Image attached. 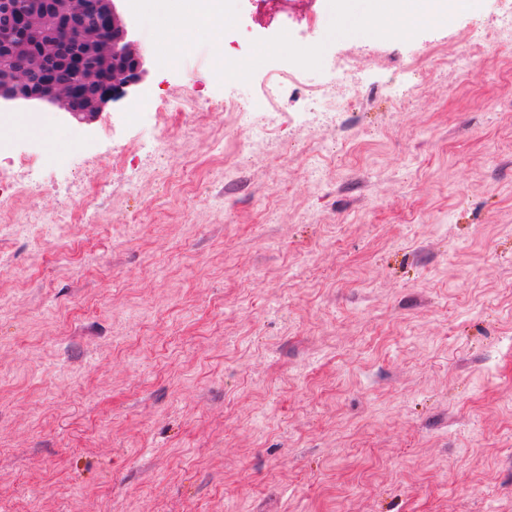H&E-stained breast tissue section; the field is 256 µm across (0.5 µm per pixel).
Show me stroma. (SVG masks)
I'll use <instances>...</instances> for the list:
<instances>
[{
    "instance_id": "stroma-1",
    "label": "stroma",
    "mask_w": 512,
    "mask_h": 512,
    "mask_svg": "<svg viewBox=\"0 0 512 512\" xmlns=\"http://www.w3.org/2000/svg\"><path fill=\"white\" fill-rule=\"evenodd\" d=\"M237 8L238 58L283 31L326 49L234 175L210 145L269 64L223 82L202 44L162 67L134 20L142 84L17 145L28 207L72 222L0 236V512H512V43L487 68L410 65L497 0L408 40H328V0ZM345 47L385 65L331 109L309 90ZM98 170L112 198L86 224L60 188Z\"/></svg>"
}]
</instances>
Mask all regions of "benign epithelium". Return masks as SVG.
I'll return each instance as SVG.
<instances>
[{
  "label": "benign epithelium",
  "instance_id": "7a95c632",
  "mask_svg": "<svg viewBox=\"0 0 512 512\" xmlns=\"http://www.w3.org/2000/svg\"><path fill=\"white\" fill-rule=\"evenodd\" d=\"M119 0H39V14L22 0H0V45L15 51V65L0 76V106L48 104L79 124H89L113 98L142 81L143 57L132 39ZM96 23L104 37L86 42L82 32ZM65 61L83 76L89 91L57 81ZM112 71V80L98 74Z\"/></svg>",
  "mask_w": 512,
  "mask_h": 512
}]
</instances>
